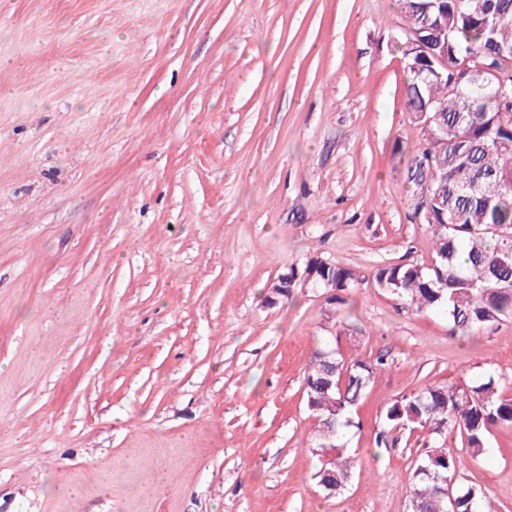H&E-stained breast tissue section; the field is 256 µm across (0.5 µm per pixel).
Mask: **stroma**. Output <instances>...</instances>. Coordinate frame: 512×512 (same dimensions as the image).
<instances>
[{
    "label": "stroma",
    "mask_w": 512,
    "mask_h": 512,
    "mask_svg": "<svg viewBox=\"0 0 512 512\" xmlns=\"http://www.w3.org/2000/svg\"><path fill=\"white\" fill-rule=\"evenodd\" d=\"M398 0H0V512H411L431 429L388 406L493 376L379 287L425 263ZM357 270L348 305L305 280ZM289 296L268 299L280 275ZM386 354L329 496L303 387L322 345ZM457 482L512 512V426Z\"/></svg>",
    "instance_id": "1"
}]
</instances>
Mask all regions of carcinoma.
Returning a JSON list of instances; mask_svg holds the SVG:
<instances>
[{
    "instance_id": "obj_1",
    "label": "carcinoma",
    "mask_w": 512,
    "mask_h": 512,
    "mask_svg": "<svg viewBox=\"0 0 512 512\" xmlns=\"http://www.w3.org/2000/svg\"><path fill=\"white\" fill-rule=\"evenodd\" d=\"M404 31L421 30L440 20L448 27L455 54L448 65L469 61L472 89L468 96L448 91L453 73L439 82L421 81L412 65L417 63L407 47H401L408 78L406 107L411 119L423 126L430 103L442 106L441 121L447 131L428 138L421 153L413 156L408 180L415 196L442 190L448 200V223L433 224L435 248L429 263H395L378 267L374 279L418 310L439 309L453 329L468 333L512 318V106L484 89L494 68L512 74V55L497 54L492 60L489 28L497 39L512 46V0H464L455 7L445 0L424 14L416 0H400ZM318 286L333 283L346 292L357 287L359 273L346 266L315 261ZM317 351L304 376V395L322 407L320 414L330 423L322 427L324 437L314 445L325 457L316 473L323 482L325 472L336 469V486L348 485L353 460L342 443L344 429L351 425L353 409L364 397L375 372L384 366V356L345 362L336 353V375L325 374L323 354ZM392 428H432L435 433L458 432L461 445L473 460L484 454L492 428L512 425V398L498 395L493 378L466 387L431 385L395 401L385 414ZM461 459L453 452L433 448L416 461L411 501L419 512H480L487 494L467 486L451 489L455 502L442 498L439 486L453 481Z\"/></svg>"
}]
</instances>
